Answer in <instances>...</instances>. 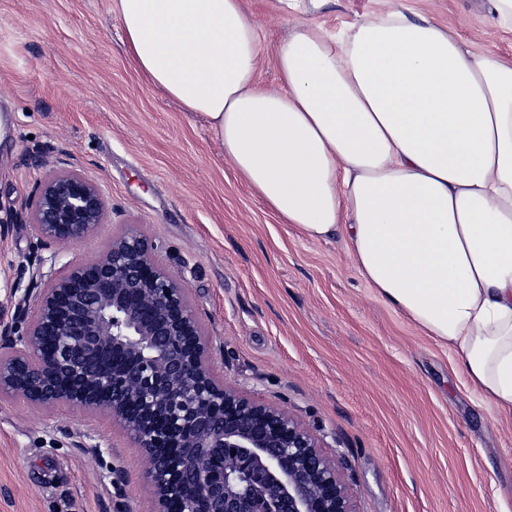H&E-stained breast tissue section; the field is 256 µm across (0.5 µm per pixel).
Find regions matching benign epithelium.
<instances>
[{"label":"benign epithelium","instance_id":"obj_1","mask_svg":"<svg viewBox=\"0 0 512 512\" xmlns=\"http://www.w3.org/2000/svg\"><path fill=\"white\" fill-rule=\"evenodd\" d=\"M109 205L76 172L49 175L31 214L42 244L95 235ZM128 225L92 263L42 271L0 321V398L102 413L149 460L153 512H354L318 438L217 380L185 281Z\"/></svg>","mask_w":512,"mask_h":512}]
</instances>
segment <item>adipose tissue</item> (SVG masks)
Instances as JSON below:
<instances>
[{
	"label": "adipose tissue",
	"instance_id": "obj_1",
	"mask_svg": "<svg viewBox=\"0 0 512 512\" xmlns=\"http://www.w3.org/2000/svg\"><path fill=\"white\" fill-rule=\"evenodd\" d=\"M296 15L274 48L245 0H112L136 68L203 115L235 171L308 238L346 233L378 297L460 354L512 416V60L402 0L344 31Z\"/></svg>",
	"mask_w": 512,
	"mask_h": 512
}]
</instances>
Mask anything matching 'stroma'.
Wrapping results in <instances>:
<instances>
[{"instance_id":"stroma-1","label":"stroma","mask_w":512,"mask_h":512,"mask_svg":"<svg viewBox=\"0 0 512 512\" xmlns=\"http://www.w3.org/2000/svg\"><path fill=\"white\" fill-rule=\"evenodd\" d=\"M482 52L512 30L482 0H404ZM379 0H331L339 30ZM0 318L11 320L32 255L96 260L135 225L181 275L242 394L323 440L356 512H512V418L478 402L459 356L383 302L344 235L281 223L234 171L207 119L130 62L112 0H0ZM53 170L94 181L109 218L59 254L29 218ZM148 460L111 418L0 399V512H150Z\"/></svg>"}]
</instances>
